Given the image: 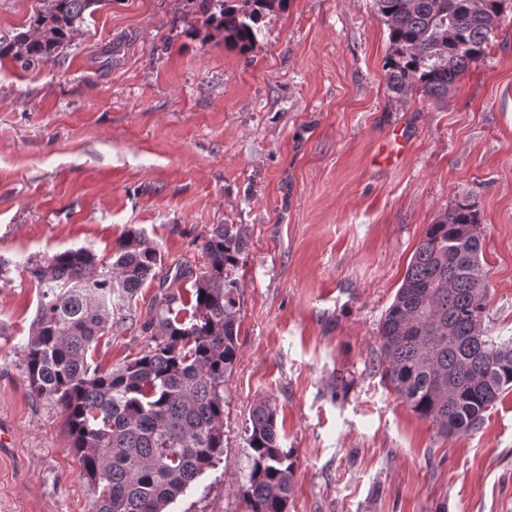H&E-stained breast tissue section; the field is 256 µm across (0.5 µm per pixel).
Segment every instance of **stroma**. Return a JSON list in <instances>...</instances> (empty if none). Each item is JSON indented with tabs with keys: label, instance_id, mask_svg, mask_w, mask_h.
Instances as JSON below:
<instances>
[{
	"label": "stroma",
	"instance_id": "35a3bbf8",
	"mask_svg": "<svg viewBox=\"0 0 512 512\" xmlns=\"http://www.w3.org/2000/svg\"><path fill=\"white\" fill-rule=\"evenodd\" d=\"M118 45L111 67L102 51ZM374 0H289L252 53L190 0H102L64 60H0V512H92L54 401L32 398L20 347L52 256H103L128 228L163 266L108 370L144 350L162 281L182 290L217 224L242 226L239 355L224 384L222 463L169 512H245V426L261 401L294 449L288 512H512V393L446 437L386 386L377 329L428 226L475 202L487 325L512 336V11L444 99L387 86Z\"/></svg>",
	"mask_w": 512,
	"mask_h": 512
}]
</instances>
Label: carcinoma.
<instances>
[{
    "instance_id": "obj_1",
    "label": "carcinoma",
    "mask_w": 512,
    "mask_h": 512,
    "mask_svg": "<svg viewBox=\"0 0 512 512\" xmlns=\"http://www.w3.org/2000/svg\"><path fill=\"white\" fill-rule=\"evenodd\" d=\"M103 0H46L30 29L0 38V58L35 69L64 57L86 13ZM508 0H375L392 53L388 89L442 99L487 54ZM288 0H199L205 23L242 53L258 42L262 19ZM478 213L463 198L429 225L378 326L386 384L445 436L468 434L512 392V338L488 335L489 272ZM206 263L191 285L162 294L143 325L147 350L111 370L92 360L99 339L131 319L132 305L162 266L158 245L129 228L106 258L86 248L56 254L36 270L40 303L21 346L30 394L55 401L93 494V512H167L224 459V382L238 358L236 274L247 239L217 224L201 244ZM251 467L246 512H287L293 452L281 447L276 410L249 412Z\"/></svg>"
}]
</instances>
